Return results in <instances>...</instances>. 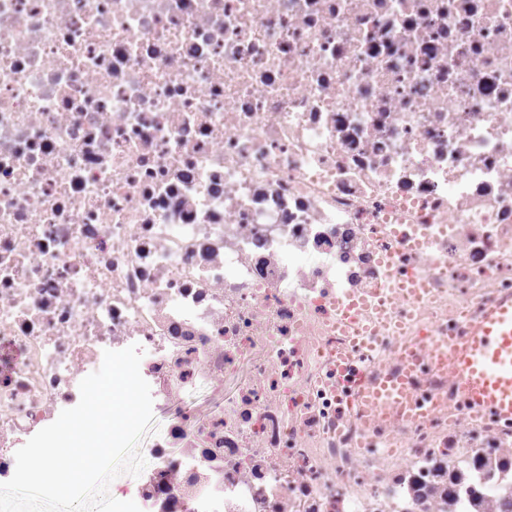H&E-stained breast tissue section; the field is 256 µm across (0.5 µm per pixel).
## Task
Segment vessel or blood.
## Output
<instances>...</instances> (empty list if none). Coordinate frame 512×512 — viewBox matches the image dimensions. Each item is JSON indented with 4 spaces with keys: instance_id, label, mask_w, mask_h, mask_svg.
Instances as JSON below:
<instances>
[{
    "instance_id": "obj_1",
    "label": "vessel or blood",
    "mask_w": 512,
    "mask_h": 512,
    "mask_svg": "<svg viewBox=\"0 0 512 512\" xmlns=\"http://www.w3.org/2000/svg\"><path fill=\"white\" fill-rule=\"evenodd\" d=\"M460 377L459 388L477 405L512 417V296L501 298L473 326L464 340L439 347ZM404 394L401 382H385L368 395V402L383 408Z\"/></svg>"
}]
</instances>
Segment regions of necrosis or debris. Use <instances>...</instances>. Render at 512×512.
Instances as JSON below:
<instances>
[{
	"label": "necrosis or debris",
	"mask_w": 512,
	"mask_h": 512,
	"mask_svg": "<svg viewBox=\"0 0 512 512\" xmlns=\"http://www.w3.org/2000/svg\"><path fill=\"white\" fill-rule=\"evenodd\" d=\"M505 294L512 0H0V482L135 344L141 512H512V419L432 362ZM390 382V383H389ZM404 385L399 381H387L376 386L369 394L367 403L375 408H384L399 400L404 394Z\"/></svg>",
	"instance_id": "1"
}]
</instances>
